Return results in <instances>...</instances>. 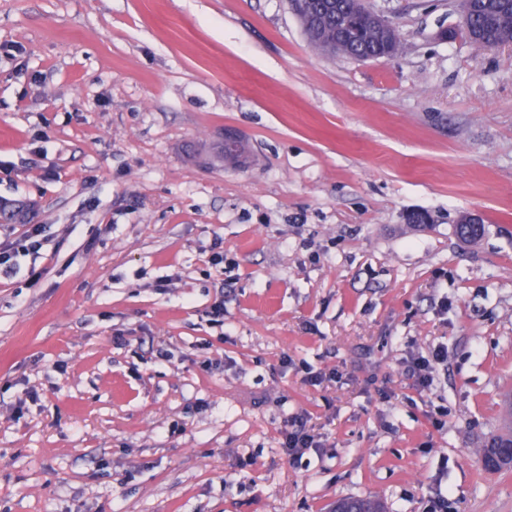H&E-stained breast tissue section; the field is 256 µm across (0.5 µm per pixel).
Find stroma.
Listing matches in <instances>:
<instances>
[{
    "label": "stroma",
    "mask_w": 512,
    "mask_h": 512,
    "mask_svg": "<svg viewBox=\"0 0 512 512\" xmlns=\"http://www.w3.org/2000/svg\"><path fill=\"white\" fill-rule=\"evenodd\" d=\"M366 5L392 57L294 0H0V201L46 227L0 279V512H512V47ZM340 3L341 6L338 12L336 10L329 11V5L334 3ZM309 7H312L316 12H325V16L321 18V36L325 39H312L317 36L319 28H317L316 22H314L310 17H304V30L308 37H310L309 41L314 46H316L320 51L324 53H336V51H330L328 49V44L326 42V38L331 37L332 35L339 36L338 33H341L345 30L343 27L344 17L347 15V9L353 5V2L350 0H335L334 2H330L329 0H309L307 2ZM380 31L374 26L373 22L363 27L362 37L359 40H353L347 37L342 41V52L354 59L369 54H379L387 50L388 44L380 39ZM444 357L443 349L438 348L432 351L429 357L417 356L411 359L412 371L422 387H427L430 384L433 365L443 362ZM313 437L304 429L303 422H299V426L293 427L288 431L283 441V448L285 449L288 457L292 460L302 458L305 452L313 448Z\"/></svg>",
    "instance_id": "35a3bbf8"
}]
</instances>
